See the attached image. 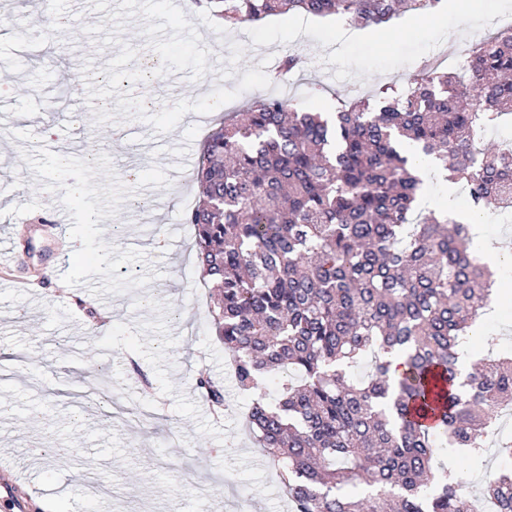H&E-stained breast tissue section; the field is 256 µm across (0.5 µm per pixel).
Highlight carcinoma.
Segmentation results:
<instances>
[{
  "label": "carcinoma",
  "mask_w": 512,
  "mask_h": 512,
  "mask_svg": "<svg viewBox=\"0 0 512 512\" xmlns=\"http://www.w3.org/2000/svg\"><path fill=\"white\" fill-rule=\"evenodd\" d=\"M442 0H196L230 29L269 16L342 15L381 28ZM468 75L420 67L402 92L336 100L327 116L254 99L207 136L200 190L184 214L209 314L247 424L292 512H469L496 410L512 404V351L459 366L476 340L493 272L470 226L418 211L424 159L464 182L479 208L512 205V146L481 149L512 115V28L463 61ZM404 371H390V357ZM371 359L368 374L354 369ZM216 410L224 385L199 372ZM432 416L426 427L415 417ZM458 473L435 477L438 448ZM491 512H512V470L490 480Z\"/></svg>",
  "instance_id": "obj_1"
}]
</instances>
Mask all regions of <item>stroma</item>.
<instances>
[{"mask_svg":"<svg viewBox=\"0 0 512 512\" xmlns=\"http://www.w3.org/2000/svg\"><path fill=\"white\" fill-rule=\"evenodd\" d=\"M56 12L69 19L60 33L39 0H0L13 31L0 45L13 61L0 73V110L32 131L0 143V362L13 363L0 373V512H290L245 425L177 203L197 196L183 180L203 130L283 91L273 73L289 52L303 66L284 91L322 112L330 94L406 82L428 56L456 69L457 48L512 26V13L476 27L448 15L445 36L402 32L398 17L347 40L341 15L225 30L192 0L177 13L161 0H58ZM75 75L90 111L66 97ZM60 125L74 130L64 167L50 135ZM45 184L56 198L39 193ZM139 196L149 210L130 207ZM63 207L71 222L61 232L47 219ZM479 219L494 278L512 288V261L493 251L512 234V213ZM491 309L462 369L512 347V298ZM202 370L223 380L228 412L196 390Z\"/></svg>","mask_w":512,"mask_h":512,"instance_id":"obj_1","label":"stroma"}]
</instances>
